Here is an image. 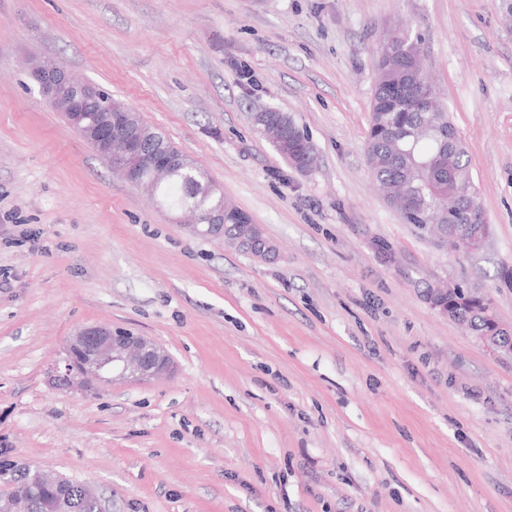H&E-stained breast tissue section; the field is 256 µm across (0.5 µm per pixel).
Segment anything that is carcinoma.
<instances>
[{
    "label": "carcinoma",
    "mask_w": 512,
    "mask_h": 512,
    "mask_svg": "<svg viewBox=\"0 0 512 512\" xmlns=\"http://www.w3.org/2000/svg\"><path fill=\"white\" fill-rule=\"evenodd\" d=\"M425 63L423 40L408 32H388L376 46L373 64L376 72L371 102L369 133L365 146L368 172L388 203L398 208L401 220L423 231L433 227L452 230L472 206H480L473 189L469 159L462 141L448 145L452 121L446 103L433 84L418 75V64ZM430 96L435 107L421 108V99ZM268 120L280 128L284 145L278 154L298 166L307 153L316 152L312 141L283 112L270 111ZM211 183L208 173L193 163L156 188L160 204L173 211L185 205L202 210L214 205L204 194ZM250 217L233 203L224 202V243L241 237ZM462 302L457 322L481 340L511 343L501 336L489 319L495 314L492 299L480 288L464 283L448 292ZM7 482L12 491L25 492L31 505L28 512H54V494L38 487L37 472L30 468L12 469Z\"/></svg>",
    "instance_id": "obj_1"
}]
</instances>
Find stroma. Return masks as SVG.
<instances>
[{
    "mask_svg": "<svg viewBox=\"0 0 512 512\" xmlns=\"http://www.w3.org/2000/svg\"><path fill=\"white\" fill-rule=\"evenodd\" d=\"M424 39L491 227L456 255L378 194L373 50ZM50 58L204 168L278 254L191 233L42 96ZM287 113L286 163L252 115ZM512 0H0V462L110 512H512V358L426 297L512 323ZM148 336L171 377L57 386L70 336ZM268 120L280 128L283 134L284 145H272L288 163L297 167L306 153H316L315 145L301 133L295 122L286 113L270 110ZM454 282H447L441 288H435L438 295L448 293L450 299L462 302L458 309L457 322L464 325L481 341L487 339L491 343H508L511 349V336H500L496 327L491 323L488 313L492 314L497 320V316L492 299L480 288H472L464 283H460V291H448V285ZM503 322V321H501Z\"/></svg>",
    "mask_w": 512,
    "mask_h": 512,
    "instance_id": "1",
    "label": "stroma"
}]
</instances>
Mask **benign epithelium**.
Returning a JSON list of instances; mask_svg holds the SVG:
<instances>
[{
  "mask_svg": "<svg viewBox=\"0 0 512 512\" xmlns=\"http://www.w3.org/2000/svg\"><path fill=\"white\" fill-rule=\"evenodd\" d=\"M36 79L46 101L62 112L69 123L82 127L84 139L131 184L150 188L188 166L180 153L158 145L154 163L148 167V174H143L141 159L146 142L126 113L109 111L100 120L86 121L85 108L96 96V87L75 80L50 59L40 63ZM181 214L189 217L194 232H208L214 237L216 228L224 223V201L205 213L188 208ZM173 370L172 357L152 339L120 332L108 325H89L70 338L63 370L56 371L54 383L84 390L111 376L151 380L168 376ZM40 484L59 493L60 512H72L69 490L61 480L42 473Z\"/></svg>",
  "mask_w": 512,
  "mask_h": 512,
  "instance_id": "obj_1",
  "label": "benign epithelium"
}]
</instances>
